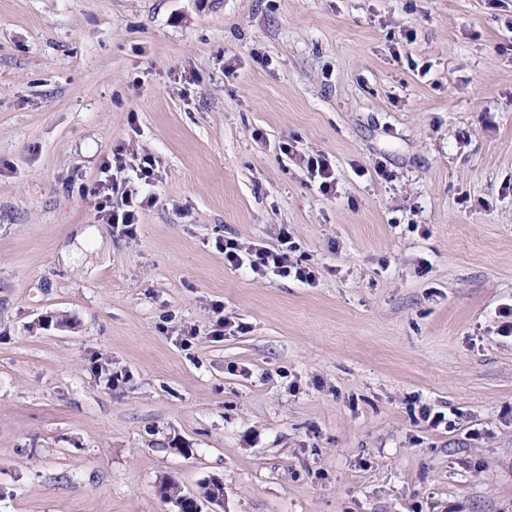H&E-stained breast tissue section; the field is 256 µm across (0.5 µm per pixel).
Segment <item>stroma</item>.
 Listing matches in <instances>:
<instances>
[{
  "label": "stroma",
  "instance_id": "1",
  "mask_svg": "<svg viewBox=\"0 0 512 512\" xmlns=\"http://www.w3.org/2000/svg\"><path fill=\"white\" fill-rule=\"evenodd\" d=\"M510 303L512 0H0V512H512ZM156 159L151 156L128 157L123 150L115 149L100 166L101 177L91 188L90 194L97 200L96 211L108 224H121L122 230L134 235L139 224L140 212L155 203V197L143 194L140 187L127 173H135L136 179L149 185L154 180ZM120 195L121 207H112V197ZM307 169L315 179L318 176L321 181L319 189L323 194H328L336 187V179L334 177L333 168L330 161L322 154L309 156L306 161ZM287 228H282L276 247H260L243 253L233 240L219 239L218 250L224 253V262L237 269L247 266L252 272L269 269L282 278L292 277L296 281L313 285L319 274L313 267L303 266L299 261H292L290 253L296 251L295 242Z\"/></svg>",
  "mask_w": 512,
  "mask_h": 512
}]
</instances>
